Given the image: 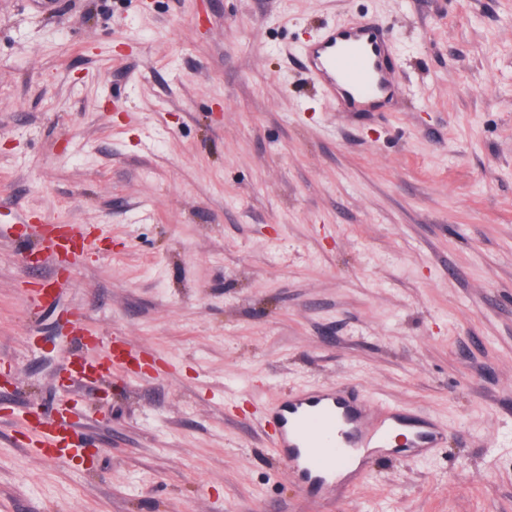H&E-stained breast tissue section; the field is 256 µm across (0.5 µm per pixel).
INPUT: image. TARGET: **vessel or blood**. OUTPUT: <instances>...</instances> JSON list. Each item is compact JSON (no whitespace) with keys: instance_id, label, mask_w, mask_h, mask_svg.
<instances>
[{"instance_id":"vessel-or-blood-1","label":"vessel or blood","mask_w":512,"mask_h":512,"mask_svg":"<svg viewBox=\"0 0 512 512\" xmlns=\"http://www.w3.org/2000/svg\"><path fill=\"white\" fill-rule=\"evenodd\" d=\"M306 68L326 96L343 92L344 112H378L396 91L390 48L382 23L365 21L329 31L305 50ZM90 235L82 225L58 224L36 237L31 250L57 261L88 249ZM266 426L272 446L293 481L310 498L326 502L336 471L360 469V448H388L401 440L406 453L421 456L447 443L449 428L424 412L374 405L336 385L284 394L267 406ZM37 443L64 457L79 452L76 422L61 426L35 420Z\"/></svg>"}]
</instances>
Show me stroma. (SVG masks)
I'll return each mask as SVG.
<instances>
[{
    "instance_id": "1",
    "label": "stroma",
    "mask_w": 512,
    "mask_h": 512,
    "mask_svg": "<svg viewBox=\"0 0 512 512\" xmlns=\"http://www.w3.org/2000/svg\"><path fill=\"white\" fill-rule=\"evenodd\" d=\"M368 18L358 118L303 52ZM25 214L96 242L52 304ZM79 335L124 373L61 383ZM336 384L454 434L315 504L255 417ZM0 512H512V0H0ZM78 421L69 420L59 427L46 423L41 418L35 420L31 431L35 434L37 442L42 448H51L58 456L64 457L78 453L82 448L76 442Z\"/></svg>"
}]
</instances>
